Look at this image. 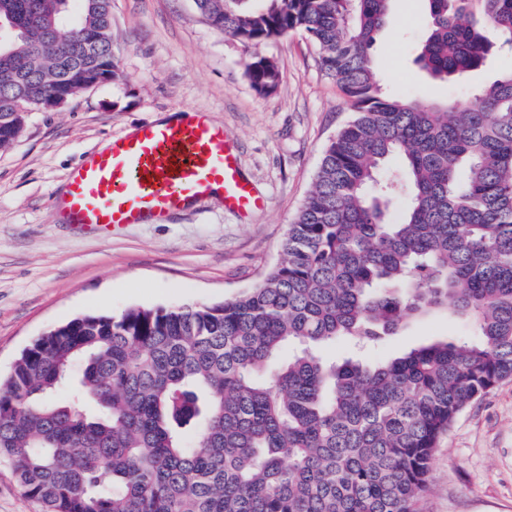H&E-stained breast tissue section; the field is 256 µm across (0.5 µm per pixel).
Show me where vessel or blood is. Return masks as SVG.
Segmentation results:
<instances>
[{
  "label": "vessel or blood",
  "instance_id": "1",
  "mask_svg": "<svg viewBox=\"0 0 512 512\" xmlns=\"http://www.w3.org/2000/svg\"><path fill=\"white\" fill-rule=\"evenodd\" d=\"M217 191L225 209L237 214L265 207L223 126L196 112L115 134L105 149L86 154L69 176L61 218L95 230L159 222Z\"/></svg>",
  "mask_w": 512,
  "mask_h": 512
}]
</instances>
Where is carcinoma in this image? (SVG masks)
I'll return each instance as SVG.
<instances>
[{
	"mask_svg": "<svg viewBox=\"0 0 512 512\" xmlns=\"http://www.w3.org/2000/svg\"><path fill=\"white\" fill-rule=\"evenodd\" d=\"M0 0V150L104 74L110 0ZM391 0H195L252 46L300 30L354 117L324 151L280 258L222 304L84 315L0 382V461L43 512H419L439 438L512 378V72L471 98L384 97L370 56ZM471 0H427L416 62L456 81L492 43ZM512 48V0H479ZM252 88L277 66L254 55ZM398 162L396 173L386 170ZM403 202L388 219L391 200ZM443 308L478 341L379 347Z\"/></svg>",
	"mask_w": 512,
	"mask_h": 512,
	"instance_id": "obj_1",
	"label": "carcinoma"
}]
</instances>
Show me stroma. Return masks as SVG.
Here are the masks:
<instances>
[{"mask_svg":"<svg viewBox=\"0 0 512 512\" xmlns=\"http://www.w3.org/2000/svg\"><path fill=\"white\" fill-rule=\"evenodd\" d=\"M426 18V0H391L371 51L386 91L446 102L512 71V50L500 47L467 83L432 81L414 62ZM112 44L119 81L29 113L18 140L0 151V376L34 339L75 317L220 304L252 287L278 261L326 144L351 116L299 31L252 47L210 27L194 0H112ZM256 53L280 72L267 96L246 75ZM195 109L224 126L263 211L244 218L214 196L166 221L106 233L61 221L62 189L86 153L157 116ZM471 333L469 322L441 311L407 323L385 350ZM421 512H512V380L464 409L441 438Z\"/></svg>","mask_w":512,"mask_h":512,"instance_id":"35a3bbf8","label":"stroma"}]
</instances>
